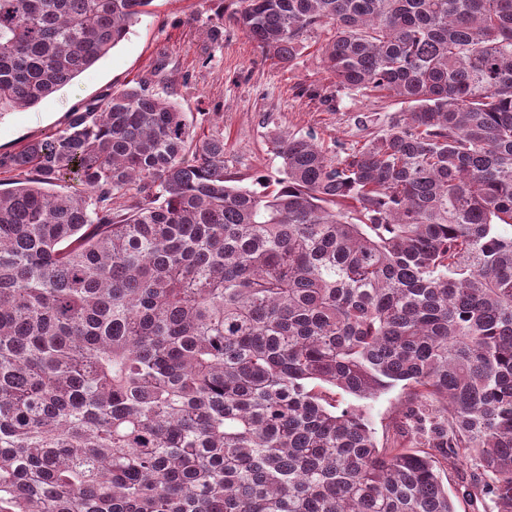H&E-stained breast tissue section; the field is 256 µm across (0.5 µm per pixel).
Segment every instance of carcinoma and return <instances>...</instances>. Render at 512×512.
I'll use <instances>...</instances> for the list:
<instances>
[{
    "label": "carcinoma",
    "instance_id": "carcinoma-1",
    "mask_svg": "<svg viewBox=\"0 0 512 512\" xmlns=\"http://www.w3.org/2000/svg\"><path fill=\"white\" fill-rule=\"evenodd\" d=\"M236 2L268 56L327 27L336 85L406 108L334 156L273 134L270 192L144 84L0 155V512H456L462 458L512 512V0ZM152 3L0 0V114ZM397 385L382 447L336 410ZM475 462L471 459L463 460L456 470L442 474L443 481L448 487V495L453 499L457 512H474L475 507L463 495L465 479L475 468Z\"/></svg>",
    "mask_w": 512,
    "mask_h": 512
}]
</instances>
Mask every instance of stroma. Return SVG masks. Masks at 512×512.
Returning a JSON list of instances; mask_svg holds the SVG:
<instances>
[{
    "mask_svg": "<svg viewBox=\"0 0 512 512\" xmlns=\"http://www.w3.org/2000/svg\"><path fill=\"white\" fill-rule=\"evenodd\" d=\"M233 7L232 0H154L128 36L71 84L33 107L1 114L0 154L62 130L72 110L142 81L177 101L197 138L223 133L229 169L249 188L254 176L271 182L280 176L273 133L313 134L332 154L337 143L352 145L385 130L400 111L397 101L337 88L323 66L318 34L308 37L290 67L229 24L222 40L208 41L206 28ZM407 403L398 386L371 399L336 394L338 409L362 413L381 442L393 436Z\"/></svg>",
    "mask_w": 512,
    "mask_h": 512,
    "instance_id": "obj_1",
    "label": "stroma"
}]
</instances>
